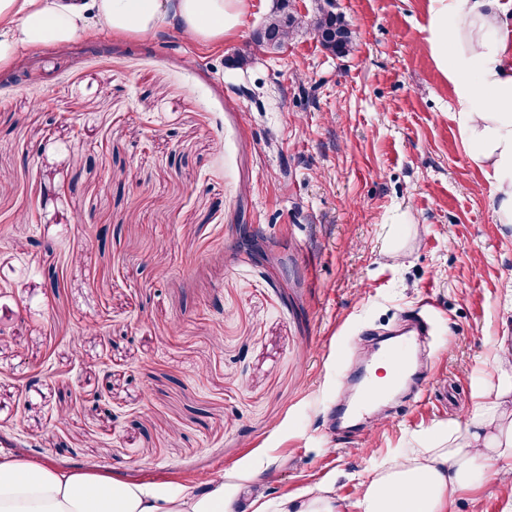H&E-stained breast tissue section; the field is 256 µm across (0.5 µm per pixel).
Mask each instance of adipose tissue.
Wrapping results in <instances>:
<instances>
[{
    "label": "adipose tissue",
    "mask_w": 512,
    "mask_h": 512,
    "mask_svg": "<svg viewBox=\"0 0 512 512\" xmlns=\"http://www.w3.org/2000/svg\"><path fill=\"white\" fill-rule=\"evenodd\" d=\"M426 42L454 88L471 161L492 182L494 218L512 224V8L504 0H429ZM247 0H0V64L92 31L145 35L177 24L204 42L238 31ZM464 424L370 473L350 503L332 490L286 498L277 512H449L454 494L512 485V335L494 337ZM223 481L159 492L91 470L61 471L0 449V512H227Z\"/></svg>",
    "instance_id": "obj_1"
}]
</instances>
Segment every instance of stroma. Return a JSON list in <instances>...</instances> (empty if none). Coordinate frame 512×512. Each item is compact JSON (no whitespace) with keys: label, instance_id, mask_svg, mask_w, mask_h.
I'll return each instance as SVG.
<instances>
[{"label":"stroma","instance_id":"1","mask_svg":"<svg viewBox=\"0 0 512 512\" xmlns=\"http://www.w3.org/2000/svg\"><path fill=\"white\" fill-rule=\"evenodd\" d=\"M318 3L350 54L309 30L256 48L274 0H249L220 42L172 25L0 66V448L118 482L220 475L253 512L327 482L351 502L368 470L464 423L512 328V225L424 43L429 0H293ZM418 311L436 323L422 403L337 427V364ZM511 505L484 483L452 512ZM312 31L325 48L337 55H346L353 48L351 32L341 18L333 13L319 14L312 24Z\"/></svg>","mask_w":512,"mask_h":512}]
</instances>
